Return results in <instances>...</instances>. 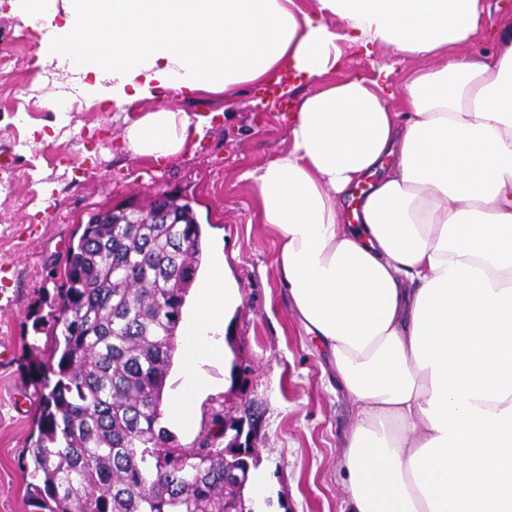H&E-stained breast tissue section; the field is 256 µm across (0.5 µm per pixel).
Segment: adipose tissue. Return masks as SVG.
Listing matches in <instances>:
<instances>
[{"mask_svg": "<svg viewBox=\"0 0 512 512\" xmlns=\"http://www.w3.org/2000/svg\"><path fill=\"white\" fill-rule=\"evenodd\" d=\"M36 61L65 56L114 109L166 89L277 85L288 145L242 174L277 240V278L358 404L343 452L347 512H512V31L469 42L484 0H37ZM442 56L403 99L391 68L327 82L340 42ZM204 119L149 112L126 129L147 158L180 153ZM241 303L216 253L183 325L190 427Z\"/></svg>", "mask_w": 512, "mask_h": 512, "instance_id": "adipose-tissue-1", "label": "adipose tissue"}]
</instances>
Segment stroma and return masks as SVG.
I'll return each mask as SVG.
<instances>
[{
  "mask_svg": "<svg viewBox=\"0 0 512 512\" xmlns=\"http://www.w3.org/2000/svg\"><path fill=\"white\" fill-rule=\"evenodd\" d=\"M17 0H0V51L21 63L0 78V512H29L24 449L32 432L31 372L45 333L37 317L60 284L66 250L90 213L118 205L147 207L157 194L191 200L203 249L220 246L236 276L242 303L225 323L230 361L204 371L213 390L193 428H174L179 445L196 447L215 434V419H252V470L267 477V512H345L349 496L343 443L358 407L335 381L327 356L298 323L275 271L277 241L255 215V192L241 175L287 145L280 106H262L263 91L187 95L174 89L118 112L86 93L80 75L53 61L35 63L30 23ZM338 82L392 67L396 88L440 57L400 56L386 46L371 54L344 47ZM160 108L211 116L202 140L154 161L133 155L124 137L130 121Z\"/></svg>",
  "mask_w": 512,
  "mask_h": 512,
  "instance_id": "obj_1",
  "label": "stroma"
}]
</instances>
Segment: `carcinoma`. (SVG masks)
<instances>
[{
	"label": "carcinoma",
	"instance_id": "cac0c4a2",
	"mask_svg": "<svg viewBox=\"0 0 512 512\" xmlns=\"http://www.w3.org/2000/svg\"><path fill=\"white\" fill-rule=\"evenodd\" d=\"M175 224L90 215L49 304L26 498L32 512H246L222 434L182 448L160 425L177 328L201 265L191 202Z\"/></svg>",
	"mask_w": 512,
	"mask_h": 512
}]
</instances>
